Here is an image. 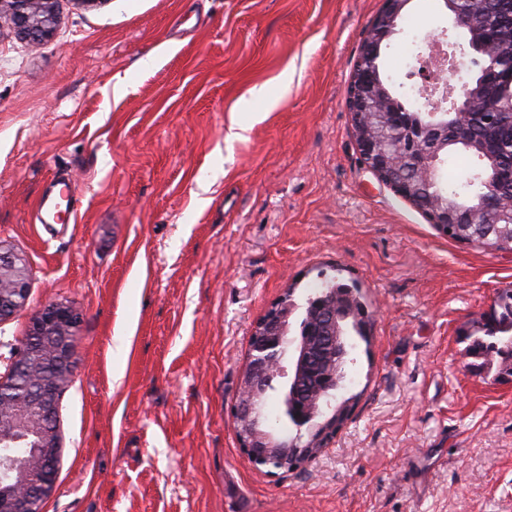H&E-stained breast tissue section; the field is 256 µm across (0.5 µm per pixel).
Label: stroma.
<instances>
[{
  "instance_id": "35a3bbf8",
  "label": "stroma",
  "mask_w": 512,
  "mask_h": 512,
  "mask_svg": "<svg viewBox=\"0 0 512 512\" xmlns=\"http://www.w3.org/2000/svg\"><path fill=\"white\" fill-rule=\"evenodd\" d=\"M381 6L56 0L47 42L0 25V243L30 267L0 375L44 306L81 316L44 512H512V380L466 354L512 252L448 238L364 164L347 88ZM405 15L389 56L450 25L440 0ZM64 183L76 223H39ZM329 278L371 317L353 409L299 468L254 464L251 336Z\"/></svg>"
}]
</instances>
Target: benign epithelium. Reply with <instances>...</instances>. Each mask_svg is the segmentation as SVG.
<instances>
[{
  "label": "benign epithelium",
  "instance_id": "7a95c632",
  "mask_svg": "<svg viewBox=\"0 0 512 512\" xmlns=\"http://www.w3.org/2000/svg\"><path fill=\"white\" fill-rule=\"evenodd\" d=\"M410 0H383L362 46L348 89V107L361 156L376 179L401 197L411 192L396 181L401 167L409 165L419 175L431 177L437 153L462 145L489 155L491 174L485 189L466 208L452 205L427 211L431 223L443 231L450 224H473L490 218L495 224H512V159L488 154V145L472 138L471 114L489 94L495 83H512V52L499 49L489 40L475 43L481 62L482 78L465 100L442 113L435 108L420 118L414 113L395 112L388 92L379 79L365 67V61L378 54L381 44L396 32V19ZM7 18L17 34L28 41H49L57 17L54 0H0V18ZM434 39L428 51L420 55V67L414 76L430 82L434 66ZM29 267L23 255L0 243V320H6L27 304ZM287 304L280 301L256 325L254 335L262 337L252 347L248 369L249 395L238 402L235 419L243 426L240 439L246 455L263 460L278 453L282 463L298 465L288 456V444L272 433L262 415L260 395L271 383L272 368L288 375L289 400L307 406L306 418L315 417L316 407L305 399L310 378L322 368L323 358L342 359L345 342L342 303L324 309L310 331V336L325 338L322 350L311 347L309 340L291 345L288 338ZM80 313L72 305L52 302L31 319L21 347L10 361L8 373L0 378V512H43L56 479L61 443L56 424L59 400L73 377L72 360L78 343ZM23 374L30 384L18 391L15 379ZM22 434L35 437L29 455L15 457L9 447Z\"/></svg>",
  "mask_w": 512,
  "mask_h": 512
}]
</instances>
